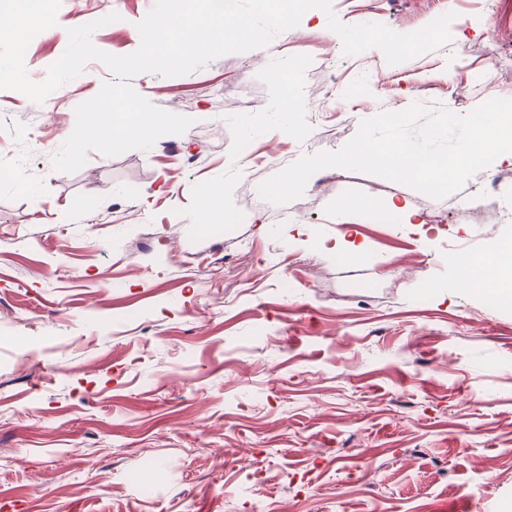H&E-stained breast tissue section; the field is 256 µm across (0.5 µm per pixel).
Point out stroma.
<instances>
[{
    "instance_id": "1",
    "label": "stroma",
    "mask_w": 512,
    "mask_h": 512,
    "mask_svg": "<svg viewBox=\"0 0 512 512\" xmlns=\"http://www.w3.org/2000/svg\"><path fill=\"white\" fill-rule=\"evenodd\" d=\"M154 4L61 0L29 75L111 13L93 45L134 52ZM449 11L450 40L396 65L328 27ZM510 61L512 0H332L266 47L135 76L192 125L72 173L52 158L109 70L40 104L0 89V506L251 512L261 490L271 512H512V305L458 286L459 258L512 240V163L441 199L343 168L285 205L258 193L271 156L337 151L378 113L512 99ZM208 188L230 220L204 221Z\"/></svg>"
}]
</instances>
